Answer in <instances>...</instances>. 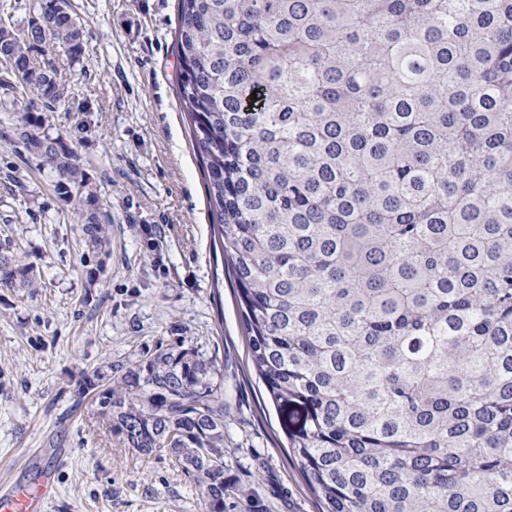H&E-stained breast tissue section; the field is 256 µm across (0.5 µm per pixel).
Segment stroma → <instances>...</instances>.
<instances>
[{
    "mask_svg": "<svg viewBox=\"0 0 512 512\" xmlns=\"http://www.w3.org/2000/svg\"><path fill=\"white\" fill-rule=\"evenodd\" d=\"M85 59L57 62L83 111L51 112L106 200L111 256L97 283L56 177L19 140L26 98L0 89V248L40 284L0 289V483L54 469L46 512H203L175 459L145 456L93 416L82 372L185 344L224 377V475L265 512H318L289 455L288 410L252 369L237 293L215 251L206 182L178 98V0H69Z\"/></svg>",
    "mask_w": 512,
    "mask_h": 512,
    "instance_id": "obj_1",
    "label": "stroma"
}]
</instances>
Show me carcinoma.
I'll return each instance as SVG.
<instances>
[{
  "label": "carcinoma",
  "instance_id": "obj_1",
  "mask_svg": "<svg viewBox=\"0 0 512 512\" xmlns=\"http://www.w3.org/2000/svg\"><path fill=\"white\" fill-rule=\"evenodd\" d=\"M178 98L253 370L319 512H512V0H178ZM0 19V88L75 100L68 0ZM26 147L73 203L96 283L111 213L44 116ZM0 253V288H36ZM176 345L82 374L128 447L224 512V389Z\"/></svg>",
  "mask_w": 512,
  "mask_h": 512
}]
</instances>
